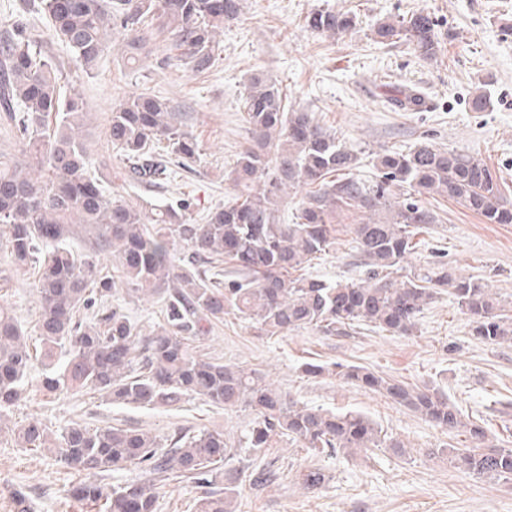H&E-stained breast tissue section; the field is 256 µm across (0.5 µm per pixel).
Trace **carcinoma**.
I'll use <instances>...</instances> for the list:
<instances>
[{
	"instance_id": "obj_1",
	"label": "carcinoma",
	"mask_w": 512,
	"mask_h": 512,
	"mask_svg": "<svg viewBox=\"0 0 512 512\" xmlns=\"http://www.w3.org/2000/svg\"><path fill=\"white\" fill-rule=\"evenodd\" d=\"M244 0H41L54 35L84 71L94 67L112 32L124 35V52L137 59L156 32H168L193 71L204 73L216 60V34L235 23ZM314 32L336 37L353 31L351 12L319 9L306 18ZM436 24L423 11L377 22L373 39L404 43L425 60L436 57ZM64 74L37 49L30 28L15 26L0 39V112L29 146L28 160L0 167V250L16 266L37 264V332L49 360L35 373L33 353L12 310L0 305V422L32 392L45 395L93 390L114 406L173 407L198 397L228 409L255 414L239 447L219 430L180 431L161 440L142 429L73 422L59 437L32 418L12 429L16 447L45 448L92 480L69 490L80 500L103 501L105 512H156L163 482L190 480L205 488L196 512H233L230 504L243 470L231 466L241 454L258 456L272 440L287 439L318 453L347 454L385 446L365 415L301 405L254 370L198 358L188 336L201 322L237 314L271 336L317 328L344 333L362 323L394 335L410 334L418 317L446 291L468 315L476 339L512 343L507 303L480 278L463 276L446 262L402 274L413 237L435 223L432 211L398 192L437 195L462 203L486 224H512V207L480 158L421 143L407 152L376 154L379 180L366 184L350 176L359 161L336 133L312 113L286 108L275 81L251 76L243 94L244 119L252 144L230 171L236 194L210 213L204 224H189L180 208H136L105 194L89 173L84 137L87 112L79 98L65 97ZM55 117V126L48 118ZM112 146L134 162L135 174L152 183L165 175L153 147L186 160L197 144L174 124L173 113L155 96L139 93L112 110ZM309 187L297 221L281 223L278 199L285 190ZM355 207L357 224H337L336 212ZM92 234L95 252L77 254L67 244L69 225ZM351 235L366 278L330 283L300 274L338 233ZM192 255L177 264L175 240ZM112 254L123 276L139 293L164 291L165 322L148 334L121 309L108 305L110 281L98 255ZM224 262L231 275L215 281L208 264ZM340 379L389 398L396 405L448 431L466 430L472 445L448 449V461L498 480H512V448L482 451L481 426L463 420L448 395L431 386H411L367 368L335 364ZM127 467L148 478L120 486L103 482Z\"/></svg>"
}]
</instances>
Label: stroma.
<instances>
[{"instance_id": "stroma-1", "label": "stroma", "mask_w": 512, "mask_h": 512, "mask_svg": "<svg viewBox=\"0 0 512 512\" xmlns=\"http://www.w3.org/2000/svg\"><path fill=\"white\" fill-rule=\"evenodd\" d=\"M323 8L355 13L356 30L335 39L315 34L305 18ZM416 11L430 13L437 23L434 60L418 58L406 44L385 45L372 38L377 21ZM20 19L29 22L43 53L67 74L68 93L77 95L89 114L91 174L107 195L131 205H182L188 223L202 224L231 200L227 176L249 144L241 99L250 76L262 73L281 85L288 107L312 112L358 154L353 174L361 181L377 180L375 153L428 142L483 159L512 206V0H245L239 22L218 34L216 62L204 74L182 64L165 33L132 64L120 36H113L86 72L53 37L31 0H0V36ZM396 85L415 90L423 108H396L389 94ZM484 89L492 104L478 112L471 101ZM141 92L166 102L199 147L190 168L170 164L168 177L153 186L134 179L131 162L107 137L113 109ZM418 201L436 213L437 221L418 235L405 270L441 255L457 272L483 278L494 292L512 299V224L484 223L461 203L439 196L422 195ZM100 262L113 283V304L143 331L162 324L161 295L130 291L111 258L101 256ZM306 272L355 283L364 267L350 236L340 235ZM0 274L9 279L0 303L14 311L28 334H35L36 268H14L0 253ZM189 344L196 354L257 371L293 399L362 412L383 434L405 445L400 453L374 448L347 455L274 441L263 460L273 464L275 478L260 489L240 478L234 512H512V481L449 465L447 447L469 444L468 434L445 431L339 378L304 371L309 363L354 364L411 385L436 386L459 406L465 421L484 428L486 449L512 448V344L492 346L471 336L467 315L448 294L425 308L409 335L362 326L346 336L313 328L268 336L255 322L228 314ZM32 417L55 433L70 422L85 421L148 430L163 439L180 429H216L235 441L254 415L197 398L177 407H119L71 392L31 395L8 420L19 424ZM311 468L323 469L329 482L305 488L299 474ZM85 480L54 453L16 447L8 432L0 433V512H103L100 503L70 496L72 486Z\"/></svg>"}]
</instances>
